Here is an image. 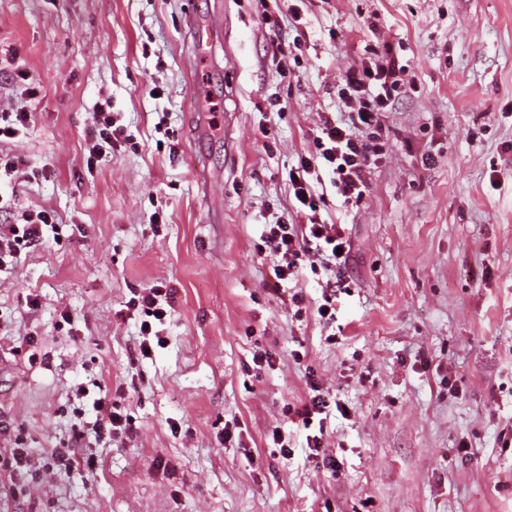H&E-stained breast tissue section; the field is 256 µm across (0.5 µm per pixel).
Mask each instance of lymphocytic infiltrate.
<instances>
[{
	"instance_id": "obj_1",
	"label": "lymphocytic infiltrate",
	"mask_w": 512,
	"mask_h": 512,
	"mask_svg": "<svg viewBox=\"0 0 512 512\" xmlns=\"http://www.w3.org/2000/svg\"><path fill=\"white\" fill-rule=\"evenodd\" d=\"M339 99L345 112L336 117L323 113L315 135L313 149L301 156L288 173V187L294 200L293 220H276L263 225L255 251L259 257L274 260L270 288L279 294L294 312L305 310V298L294 286L305 271L323 269L327 275L322 302L316 313L323 323L336 319V293L346 285L345 274L351 240L340 224L326 223L322 212L328 196H335L344 206H356L370 192L374 172L386 155L382 135L383 114L401 90L415 88L413 70L394 58H370L348 68L339 78ZM55 219L47 210L27 209L11 224L0 225V267L17 255L21 246H34L56 232ZM173 291L156 283L132 297L128 309L144 314L140 324V349L152 350L167 343L161 327L171 316ZM307 396L288 407L289 425L305 430L308 455L317 467L338 471L340 463L325 450V421L332 411L329 393L322 382L308 378ZM72 395L91 411L88 425L110 439L130 437L135 428L124 415L110 389L99 382H80ZM0 482L14 483L16 478L35 484L52 476L55 468H74L76 464L94 467V454L82 458L70 456L62 448L52 449L49 461L35 459L22 438L12 435L10 425L0 420Z\"/></svg>"
}]
</instances>
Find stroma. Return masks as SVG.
Instances as JSON below:
<instances>
[{
  "mask_svg": "<svg viewBox=\"0 0 512 512\" xmlns=\"http://www.w3.org/2000/svg\"><path fill=\"white\" fill-rule=\"evenodd\" d=\"M293 7L272 34L273 0H0V48L35 89L0 98L32 114L0 151L36 173L0 184V224L41 206L60 226L0 273V420L43 457L83 428L72 385L97 379L136 427L83 429L97 466L31 487L40 512H512V0ZM386 47L417 89L384 114L365 201L328 202L353 249L327 326L287 311L254 245L319 113L342 111L339 75ZM104 102L128 139L91 164ZM158 282L168 343L144 359L126 304ZM258 351L276 363L257 376ZM310 370L350 410L326 422L336 474L304 433L288 457L270 438Z\"/></svg>",
  "mask_w": 512,
  "mask_h": 512,
  "instance_id": "35a3bbf8",
  "label": "stroma"
}]
</instances>
